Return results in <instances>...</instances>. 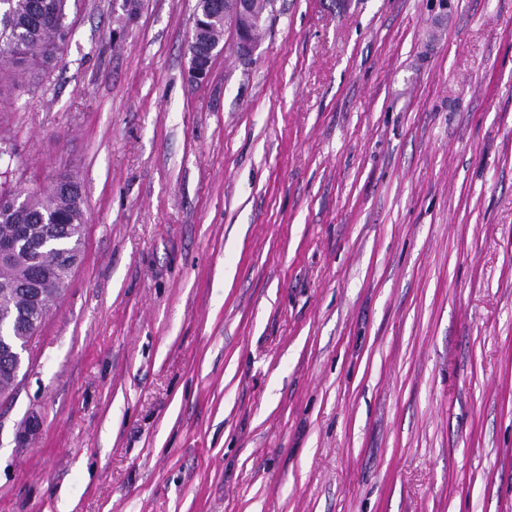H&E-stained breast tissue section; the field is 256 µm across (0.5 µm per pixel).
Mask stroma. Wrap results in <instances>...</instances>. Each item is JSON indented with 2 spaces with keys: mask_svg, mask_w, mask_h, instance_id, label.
I'll return each mask as SVG.
<instances>
[{
  "mask_svg": "<svg viewBox=\"0 0 512 512\" xmlns=\"http://www.w3.org/2000/svg\"><path fill=\"white\" fill-rule=\"evenodd\" d=\"M68 0L0 190L85 247L0 399V512H512V0ZM251 1L234 0L232 11L224 16V0H198L195 13L198 12L201 19L204 16H214V19L207 21L209 25L196 29V41L202 45L210 39L216 41L220 39L223 29L232 26L235 35L233 49L239 56H251L259 46L247 30L251 21ZM56 178L64 180V185L59 190L52 185L46 193L26 195L24 203L9 213L6 210L1 211L0 237L7 233H17L28 245L35 246L39 251L40 267L45 276L62 282L64 288H67L75 268L63 266L60 256L65 257L67 263L72 266L77 264L78 258L65 252L60 255L51 249L41 247L40 242L44 238L43 224H47L44 221L70 224L61 246L81 256L84 247V201L80 182L74 175L61 171Z\"/></svg>",
  "mask_w": 512,
  "mask_h": 512,
  "instance_id": "35a3bbf8",
  "label": "stroma"
}]
</instances>
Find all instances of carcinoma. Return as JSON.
Here are the masks:
<instances>
[{
  "mask_svg": "<svg viewBox=\"0 0 512 512\" xmlns=\"http://www.w3.org/2000/svg\"><path fill=\"white\" fill-rule=\"evenodd\" d=\"M66 7L67 0H0V95L24 75L47 70L61 60L71 37L65 23ZM195 11L201 17H213L209 25L196 29V41L204 45L210 39H219L224 29V0H198ZM57 177L64 180L61 188L29 194L18 207L0 212V236L16 233L28 245L36 247L42 272L67 286L73 270L63 266L60 254L41 246L44 222L69 225L62 246L82 254L84 201L80 182L74 175L61 171ZM28 280L29 268L21 263L0 268V284L12 283L16 287L12 337L26 342L32 341L56 302V295L49 290L42 299L41 310L31 311L25 288ZM17 387L9 350L0 347V396L12 393Z\"/></svg>",
  "mask_w": 512,
  "mask_h": 512,
  "instance_id": "obj_1",
  "label": "carcinoma"
}]
</instances>
